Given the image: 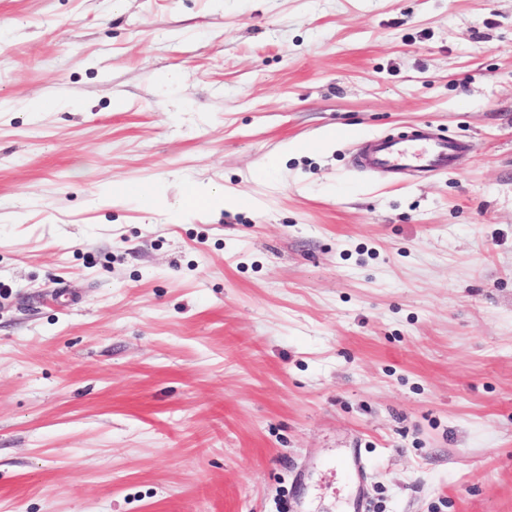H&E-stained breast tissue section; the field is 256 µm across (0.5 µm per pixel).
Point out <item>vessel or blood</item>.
Segmentation results:
<instances>
[{
    "mask_svg": "<svg viewBox=\"0 0 512 512\" xmlns=\"http://www.w3.org/2000/svg\"><path fill=\"white\" fill-rule=\"evenodd\" d=\"M461 150L456 140L416 128L400 136L374 139L358 157L357 167L365 172H417L423 175L451 167Z\"/></svg>",
    "mask_w": 512,
    "mask_h": 512,
    "instance_id": "obj_1",
    "label": "vessel or blood"
}]
</instances>
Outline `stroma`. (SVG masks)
<instances>
[{
    "mask_svg": "<svg viewBox=\"0 0 512 512\" xmlns=\"http://www.w3.org/2000/svg\"><path fill=\"white\" fill-rule=\"evenodd\" d=\"M357 495L512 512V0H0V512ZM461 150L456 140L415 128L400 136L378 137L358 157L356 166L365 172H418L422 175L447 170ZM192 195V204L197 207L209 209L221 201L224 202V206L227 204L223 189L218 187H196L192 191Z\"/></svg>",
    "mask_w": 512,
    "mask_h": 512,
    "instance_id": "35a3bbf8",
    "label": "stroma"
}]
</instances>
